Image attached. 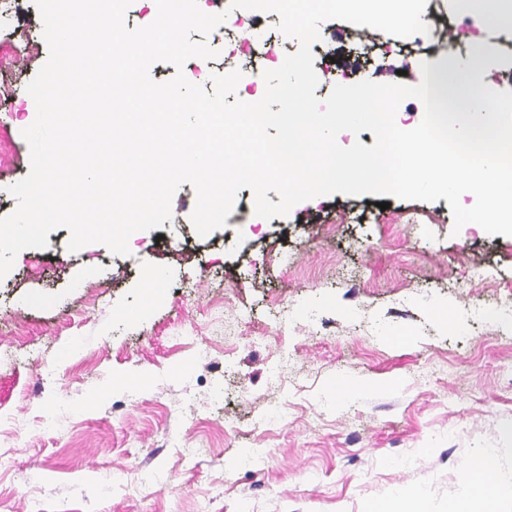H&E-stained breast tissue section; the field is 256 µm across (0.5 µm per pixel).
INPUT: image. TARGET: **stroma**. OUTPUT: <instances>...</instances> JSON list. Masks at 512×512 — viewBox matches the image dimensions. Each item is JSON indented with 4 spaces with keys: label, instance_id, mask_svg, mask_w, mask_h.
I'll list each match as a JSON object with an SVG mask.
<instances>
[{
    "label": "stroma",
    "instance_id": "1",
    "mask_svg": "<svg viewBox=\"0 0 512 512\" xmlns=\"http://www.w3.org/2000/svg\"><path fill=\"white\" fill-rule=\"evenodd\" d=\"M422 19L407 38L324 22L316 97L477 50L491 89L512 90V30L479 29L457 0ZM260 28L271 56L230 18L191 33L218 56L181 70L210 91L225 66L297 51L275 13ZM16 50L0 66V217L29 172L26 87L49 55L33 0H0V54ZM376 200L335 193L267 220L243 188L202 238L185 183L129 255L69 251L64 227L21 251L0 280V512H448L487 448L484 487L512 485V237L455 229L443 198Z\"/></svg>",
    "mask_w": 512,
    "mask_h": 512
}]
</instances>
